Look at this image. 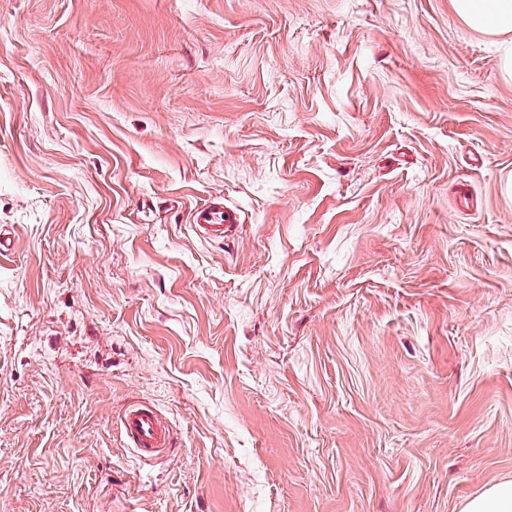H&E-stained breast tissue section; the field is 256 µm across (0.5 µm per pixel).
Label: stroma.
Returning <instances> with one entry per match:
<instances>
[{
    "label": "stroma",
    "mask_w": 512,
    "mask_h": 512,
    "mask_svg": "<svg viewBox=\"0 0 512 512\" xmlns=\"http://www.w3.org/2000/svg\"><path fill=\"white\" fill-rule=\"evenodd\" d=\"M503 41L452 0H0V512L512 482ZM218 196L244 222L207 242ZM121 427L131 448H136L144 457L156 456L172 445L169 424L150 405L127 407L122 414Z\"/></svg>",
    "instance_id": "1"
}]
</instances>
